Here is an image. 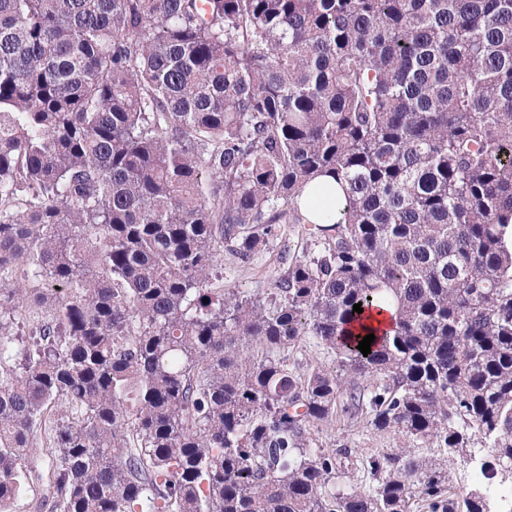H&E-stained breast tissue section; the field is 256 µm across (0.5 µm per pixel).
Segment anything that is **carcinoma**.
<instances>
[{"mask_svg":"<svg viewBox=\"0 0 512 512\" xmlns=\"http://www.w3.org/2000/svg\"><path fill=\"white\" fill-rule=\"evenodd\" d=\"M511 224L512 0H0V512L42 447L51 512H491L445 457L512 469ZM339 400L433 458L346 487ZM277 237L257 254L251 262L241 263L237 257L224 247L217 262L216 277L213 282L218 288L235 289L249 292H269L284 274L287 265L283 251L291 245L295 255L311 254L309 242L301 237L297 224H277ZM286 354L288 362L295 363L301 373L316 367L327 371L336 370L335 354L318 346L311 336H307L298 349L288 350ZM475 446L467 448L466 452L450 456L448 462V487L451 494L460 498L480 484V464L490 460L489 448H482L477 444Z\"/></svg>","mask_w":512,"mask_h":512,"instance_id":"obj_1","label":"carcinoma"}]
</instances>
